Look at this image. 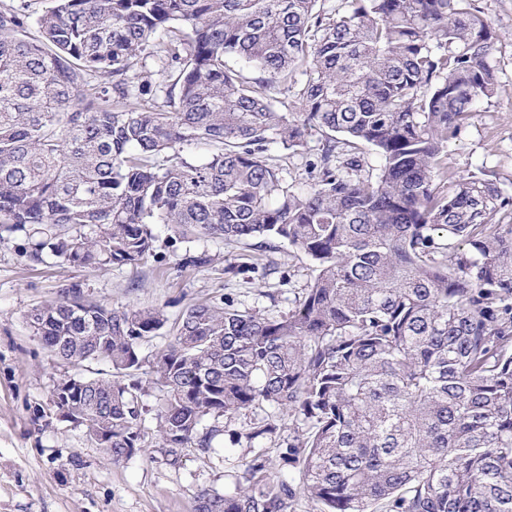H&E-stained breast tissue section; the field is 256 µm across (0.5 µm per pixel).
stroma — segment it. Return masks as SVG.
I'll return each instance as SVG.
<instances>
[{"label": "stroma", "instance_id": "stroma-1", "mask_svg": "<svg viewBox=\"0 0 512 512\" xmlns=\"http://www.w3.org/2000/svg\"><path fill=\"white\" fill-rule=\"evenodd\" d=\"M497 41L492 62L501 93L482 103L448 152V172L459 178L485 172L512 194V0H477ZM321 131L309 133L296 153L278 149L271 156L289 184L302 186L305 165L322 146ZM154 252L137 266L75 268L56 259L35 263L24 237L0 239V512H197L203 491L232 490L245 464L258 452L276 457L291 418L268 406L223 418L225 441L218 448L184 449L168 456L157 436L154 393L143 398L144 450L112 461L83 427L61 418L51 390L64 374L107 377L103 361L65 365L45 350L26 321V313L58 296L71 284L103 303L120 308L163 309L177 319L189 306L233 300L239 309L263 314L287 312L310 278L308 259L280 243L277 274L249 272L261 251L221 239L186 241L164 225L153 227ZM206 253L204 265H189L186 252ZM240 267L237 275L227 266ZM273 421L274 434L245 438L252 424Z\"/></svg>", "mask_w": 512, "mask_h": 512}]
</instances>
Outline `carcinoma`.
Segmentation results:
<instances>
[{"label":"carcinoma","mask_w":512,"mask_h":512,"mask_svg":"<svg viewBox=\"0 0 512 512\" xmlns=\"http://www.w3.org/2000/svg\"><path fill=\"white\" fill-rule=\"evenodd\" d=\"M319 2L0 6V235L77 267L140 264L152 224L307 257L287 313L191 306L153 359L173 457L256 405L295 422L277 462L299 488L256 453L248 486L201 494L198 512H288L298 491L318 512H512V195L483 174L448 185V145L500 92L495 31L469 0ZM276 85L296 89L298 115L273 104ZM313 128L322 148L306 187L290 186L268 152H297ZM26 319L62 362L111 365L51 395L81 382L79 425L93 434L110 405L103 451L141 450L144 388L127 378L164 313L74 283Z\"/></svg>","instance_id":"1"}]
</instances>
